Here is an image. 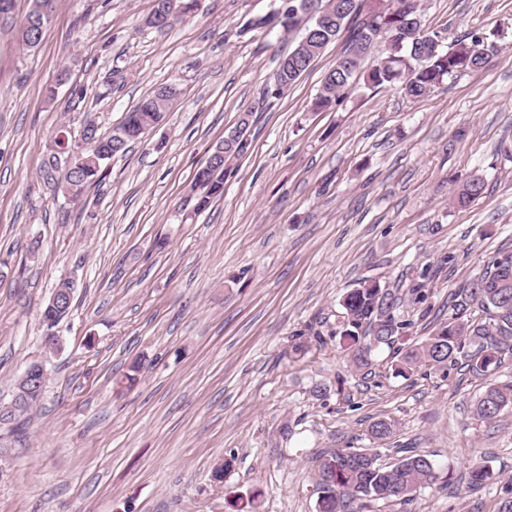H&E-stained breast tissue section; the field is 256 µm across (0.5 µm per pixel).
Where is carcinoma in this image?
Returning a JSON list of instances; mask_svg holds the SVG:
<instances>
[{"instance_id":"1","label":"carcinoma","mask_w":512,"mask_h":512,"mask_svg":"<svg viewBox=\"0 0 512 512\" xmlns=\"http://www.w3.org/2000/svg\"><path fill=\"white\" fill-rule=\"evenodd\" d=\"M326 23H318V16L309 19L308 27L295 41L293 49L283 56L275 73L277 83H269L264 95L278 98L308 70L329 43L336 39L342 23L358 10L355 0H320ZM301 0H281L270 13L259 17L255 28L279 29L291 34L298 20L295 9ZM201 0H156L155 9H164V27L168 28L179 17L200 9ZM417 0H390L383 18L388 30L377 37L385 43L384 51L368 67L359 57L350 65L328 73L313 102V110L328 111L347 96L356 75L363 77L364 85L380 89L400 86L411 100L427 96L445 81L461 72L484 69L498 55L499 47L485 35L473 34L447 48L437 32L420 35L422 24ZM47 24L24 14L19 23V41L31 50L42 39ZM180 95V89L166 95L163 89L142 97L118 124L126 131V146L139 142L142 129L152 130L164 123L171 101ZM68 148L72 149L71 191L83 196L88 189L101 186L108 176L105 162L95 163L89 156L94 145L86 141L92 133L101 141L103 149L112 148V136L100 135L95 125H88L81 140L72 138L70 131L61 127ZM249 147L236 142L224 144V159L215 167L204 164L194 175L196 196L194 212L207 209L210 203L224 195V178L229 167L241 159ZM485 191L482 177H469L458 192L461 203L478 199ZM425 297L419 283L404 290L383 288L377 282L366 281L349 290L342 298L344 321L336 333L338 345L347 352L358 368L371 365L372 352L382 345L392 347L401 340L406 321L396 315L400 305L409 300L416 304ZM454 315L448 322L418 343L405 347L399 363L398 375H406L423 364L439 369H452L462 364L472 376L485 381V389L476 398L474 415L484 422H494L504 411L512 408V379L500 381L498 371L512 363V250L500 252L487 268L470 281L457 295ZM491 478L488 466L476 462L469 473L472 489L484 486ZM437 467L428 455L410 450L390 467L378 464V453L371 449L338 448L323 456L316 479L318 512H364L373 501H412L417 491L436 485Z\"/></svg>"}]
</instances>
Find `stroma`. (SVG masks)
<instances>
[{
	"label": "stroma",
	"instance_id": "obj_1",
	"mask_svg": "<svg viewBox=\"0 0 512 512\" xmlns=\"http://www.w3.org/2000/svg\"><path fill=\"white\" fill-rule=\"evenodd\" d=\"M278 4L202 0L160 33L145 23L155 0H55L33 50L0 27V404L43 337L63 341L25 430L0 425V512H316L320 455L375 447L387 466L405 447L430 454L440 480L373 512H496L512 410L480 421L481 381L396 375L386 347L356 369L334 334L344 294L371 280L423 283L398 315L406 336L429 335L451 294L512 250V0H420L424 29L495 35L500 55L417 101L357 85L331 112L311 103L357 23L268 98L292 42L249 23ZM171 82L165 124L114 155L101 187L73 203L43 186L58 126L108 132ZM248 110L250 153L193 214L196 170ZM473 174L486 190L459 205ZM65 278L72 306L51 326L42 310ZM381 419L393 431L379 441ZM478 459L494 480L473 491Z\"/></svg>",
	"mask_w": 512,
	"mask_h": 512
}]
</instances>
